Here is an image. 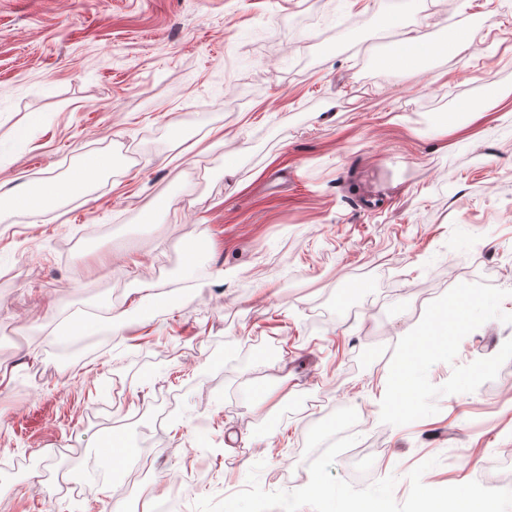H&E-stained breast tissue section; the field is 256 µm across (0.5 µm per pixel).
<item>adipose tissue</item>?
<instances>
[{"label":"adipose tissue","instance_id":"1","mask_svg":"<svg viewBox=\"0 0 512 512\" xmlns=\"http://www.w3.org/2000/svg\"><path fill=\"white\" fill-rule=\"evenodd\" d=\"M377 23L380 30H395L400 34L391 53L379 57L380 69L402 70L412 74L428 72L431 59L440 51L437 43L406 24L400 15L380 16ZM110 163V158L105 156H87L69 177L45 180L34 189L11 194L9 200L17 208L33 214L42 213L49 203L85 190Z\"/></svg>","mask_w":512,"mask_h":512}]
</instances>
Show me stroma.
<instances>
[{
    "label": "stroma",
    "instance_id": "35a3bbf8",
    "mask_svg": "<svg viewBox=\"0 0 512 512\" xmlns=\"http://www.w3.org/2000/svg\"><path fill=\"white\" fill-rule=\"evenodd\" d=\"M507 3L0 0V195L88 154L112 159L43 215L0 204V363L17 369L0 391V443L16 450L0 512H110L123 496L103 459L116 428L147 468L129 512L177 480L191 512L215 487L245 489L259 461L263 489L296 490L309 429L347 404L396 501L431 458L423 478L437 488L497 468L512 448V360L411 424L380 410L395 345L451 285L510 290L512 314V116L493 105L512 89ZM389 13L435 42L469 29L472 57L435 56L431 79L377 68ZM468 104L485 115L469 121ZM435 116L457 129L436 135ZM188 245L211 278L187 279ZM145 290L172 296L133 322L150 348L99 340L62 355L61 318L107 320ZM510 339L512 324L485 322L430 382ZM283 381L288 402L263 401ZM272 444L290 477L269 466ZM457 448L468 461L453 462Z\"/></svg>",
    "mask_w": 512,
    "mask_h": 512
}]
</instances>
